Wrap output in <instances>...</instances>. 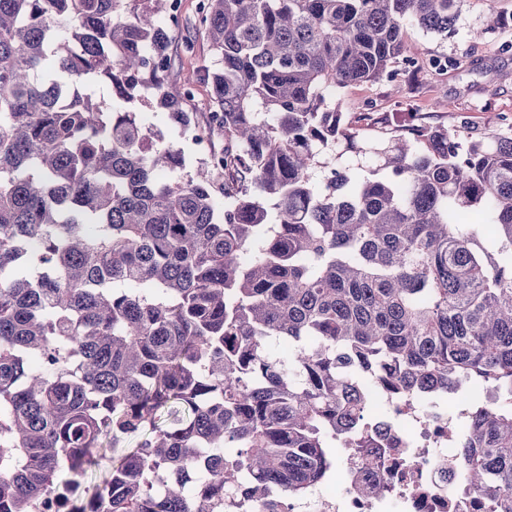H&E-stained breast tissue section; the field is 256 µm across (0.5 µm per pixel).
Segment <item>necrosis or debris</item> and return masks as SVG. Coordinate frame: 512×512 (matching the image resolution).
Returning <instances> with one entry per match:
<instances>
[{
    "instance_id": "obj_1",
    "label": "necrosis or debris",
    "mask_w": 512,
    "mask_h": 512,
    "mask_svg": "<svg viewBox=\"0 0 512 512\" xmlns=\"http://www.w3.org/2000/svg\"><path fill=\"white\" fill-rule=\"evenodd\" d=\"M365 416L371 452L346 449L343 487L329 496L317 485L300 499L283 501L279 512H489L473 496L461 473L458 433L468 417L466 403L418 393L394 397L376 389ZM379 483L382 494L359 485Z\"/></svg>"
}]
</instances>
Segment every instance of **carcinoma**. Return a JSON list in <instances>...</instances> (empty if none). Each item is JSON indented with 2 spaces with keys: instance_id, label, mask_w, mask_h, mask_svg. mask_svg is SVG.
Masks as SVG:
<instances>
[{
  "instance_id": "cac0c4a2",
  "label": "carcinoma",
  "mask_w": 512,
  "mask_h": 512,
  "mask_svg": "<svg viewBox=\"0 0 512 512\" xmlns=\"http://www.w3.org/2000/svg\"><path fill=\"white\" fill-rule=\"evenodd\" d=\"M170 12L0 0V512H224L241 482L273 512L338 464L378 368L470 402L463 477L512 512V411L484 399L512 395V124L362 144L333 96L414 75L404 25L446 37L458 0H199L224 147L195 167L138 111L196 132Z\"/></svg>"
}]
</instances>
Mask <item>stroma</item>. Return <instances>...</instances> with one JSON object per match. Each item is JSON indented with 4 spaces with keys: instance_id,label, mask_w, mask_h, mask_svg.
<instances>
[{
    "instance_id": "1",
    "label": "stroma",
    "mask_w": 512,
    "mask_h": 512,
    "mask_svg": "<svg viewBox=\"0 0 512 512\" xmlns=\"http://www.w3.org/2000/svg\"><path fill=\"white\" fill-rule=\"evenodd\" d=\"M198 0H182L178 25L168 28L172 64L170 90H179L187 74L204 69L212 61L206 31L197 18ZM498 16L503 26L492 32L484 27L489 16ZM483 37H474L476 29ZM411 55L419 64L414 78L363 83L342 89L336 96L339 111L355 122L360 134L378 135L379 129L365 120L368 112H399L413 108L427 121L451 129L467 127L481 136L500 129L512 118V0H460L455 30L440 39L418 28L407 30ZM436 56L461 60L462 66L438 74L427 61Z\"/></svg>"
}]
</instances>
